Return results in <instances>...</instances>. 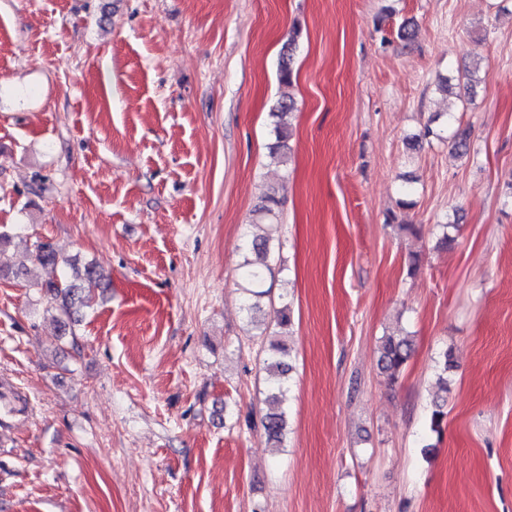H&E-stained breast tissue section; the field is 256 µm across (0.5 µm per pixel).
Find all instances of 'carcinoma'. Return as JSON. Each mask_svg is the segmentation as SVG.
<instances>
[{"mask_svg":"<svg viewBox=\"0 0 512 512\" xmlns=\"http://www.w3.org/2000/svg\"><path fill=\"white\" fill-rule=\"evenodd\" d=\"M294 111V102L291 98H283L272 112L274 118V131L278 142L289 137L290 122L287 121ZM470 128L457 125L451 136L453 150L462 155L471 151ZM281 205L276 195H269L265 204L258 209L259 221L269 226L274 225L272 218ZM247 250L255 255V259L246 260L242 266L243 274L251 285L250 297L247 298V310L256 312L259 305L255 299L264 297L269 291L262 289L266 272L270 270L269 238L254 239L247 244ZM26 260L33 266L60 267L62 272L40 284L43 294L55 304L53 317L61 324L63 331L73 333L76 322L75 314L84 306L87 297L95 289L102 287L107 276L94 264L88 263L79 268L73 260L59 257L52 243L48 240L40 241L35 245ZM379 367L387 374L390 380H395L403 366L410 357L412 341L409 335L389 334L382 337L380 345ZM270 355L266 359L265 370L270 376L268 400L279 401V396L288 389L289 374L292 366L288 361L289 349L287 345L274 340L269 343ZM436 367L439 370L438 383L443 389H448V373L457 368L452 350H443L437 359ZM263 426L269 439L275 443H282L285 436L288 418L284 411L272 408L266 413Z\"/></svg>","mask_w":512,"mask_h":512,"instance_id":"carcinoma-1","label":"carcinoma"}]
</instances>
